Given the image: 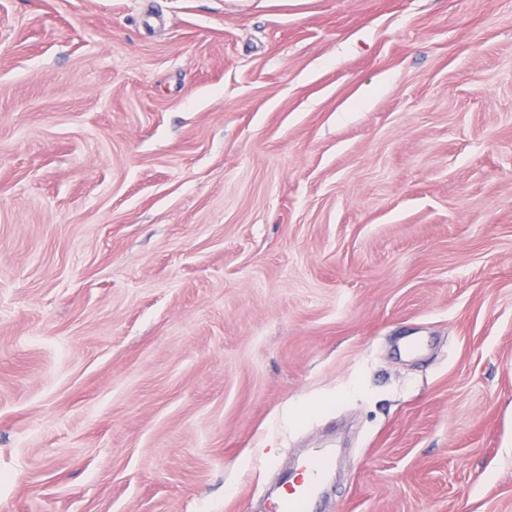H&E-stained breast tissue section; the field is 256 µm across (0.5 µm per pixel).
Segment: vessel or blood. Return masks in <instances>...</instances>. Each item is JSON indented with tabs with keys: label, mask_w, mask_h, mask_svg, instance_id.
Masks as SVG:
<instances>
[{
	"label": "vessel or blood",
	"mask_w": 512,
	"mask_h": 512,
	"mask_svg": "<svg viewBox=\"0 0 512 512\" xmlns=\"http://www.w3.org/2000/svg\"><path fill=\"white\" fill-rule=\"evenodd\" d=\"M335 464L332 449L305 456L287 476L274 504V512H314L319 490Z\"/></svg>",
	"instance_id": "1"
}]
</instances>
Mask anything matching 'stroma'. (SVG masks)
Instances as JSON below:
<instances>
[{"label":"stroma","instance_id":"stroma-1","mask_svg":"<svg viewBox=\"0 0 512 512\" xmlns=\"http://www.w3.org/2000/svg\"><path fill=\"white\" fill-rule=\"evenodd\" d=\"M329 446L324 512H512V0H0V512Z\"/></svg>","mask_w":512,"mask_h":512}]
</instances>
